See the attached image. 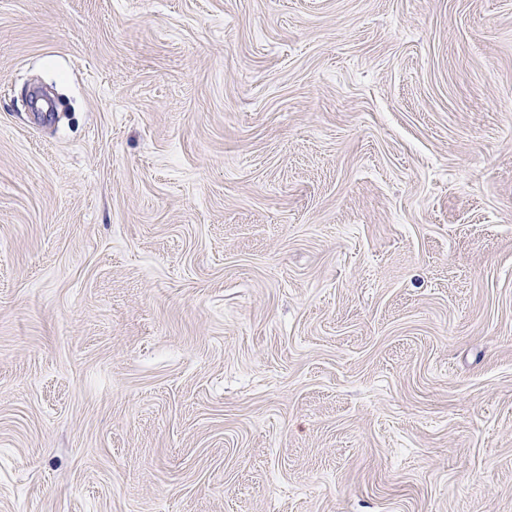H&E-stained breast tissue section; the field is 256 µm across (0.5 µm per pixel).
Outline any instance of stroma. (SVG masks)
<instances>
[{"instance_id": "stroma-1", "label": "stroma", "mask_w": 512, "mask_h": 512, "mask_svg": "<svg viewBox=\"0 0 512 512\" xmlns=\"http://www.w3.org/2000/svg\"><path fill=\"white\" fill-rule=\"evenodd\" d=\"M0 512H512V0H0Z\"/></svg>"}]
</instances>
